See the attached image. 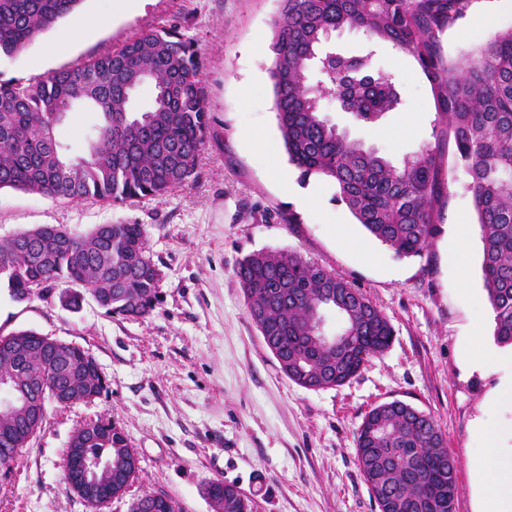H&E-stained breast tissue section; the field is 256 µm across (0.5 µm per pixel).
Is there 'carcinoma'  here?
<instances>
[{"label": "carcinoma", "instance_id": "cac0c4a2", "mask_svg": "<svg viewBox=\"0 0 512 512\" xmlns=\"http://www.w3.org/2000/svg\"><path fill=\"white\" fill-rule=\"evenodd\" d=\"M82 0H0V53L22 50ZM469 0H280L273 20L270 77L274 110L289 160L305 179L332 181L336 201L398 257L420 256L435 233V208L445 197L443 148L451 144L469 177L481 230L484 286L494 313V338L512 345V30L494 35L480 54L459 64L438 55V34L464 16ZM363 31L413 57L430 83L442 127L435 147L401 166L348 139L320 109L324 98L371 122L398 103L395 84L372 75V56L320 51L330 31ZM320 79L310 81V72ZM149 84L145 111L132 105V84ZM78 100L99 114L87 156L71 158L55 136L61 105ZM202 58L176 28L134 36L106 53L28 84L0 80V189L38 193L66 202L124 203L162 196L195 174L209 126ZM248 313L281 371L299 386L337 387L384 352L394 336L390 320L350 283L288 251H258L235 271ZM157 265L140 224L96 226L85 235L39 226L0 242V285L15 302L63 287L61 302L76 306L81 291L107 313L139 319L161 304ZM336 315L332 332L347 337L335 350L311 339L315 313ZM16 351L19 383L56 375L60 358L75 368L58 394L59 406L89 403L106 390L95 359L80 347L35 331L0 336ZM46 409L18 407L0 415V474L11 472L13 451L36 438ZM98 430L96 438L85 429ZM441 430L432 414L382 403L364 417L356 437L363 478L378 512H434L427 488L452 481ZM73 448H106L126 469L122 485L102 470L92 494L75 485L89 506L100 508L137 478L136 454L111 421L86 422L72 434ZM214 512H250L233 485L216 484ZM131 512H174L144 496Z\"/></svg>", "mask_w": 512, "mask_h": 512}]
</instances>
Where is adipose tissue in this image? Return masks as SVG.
<instances>
[{
    "label": "adipose tissue",
    "instance_id": "obj_1",
    "mask_svg": "<svg viewBox=\"0 0 512 512\" xmlns=\"http://www.w3.org/2000/svg\"><path fill=\"white\" fill-rule=\"evenodd\" d=\"M468 361L473 370L498 376L499 389L494 405L512 411V348L489 346L469 356ZM477 432L492 450L491 455L483 457L478 464L483 476L482 512H512V449L502 453L496 450L500 437L512 434V418H499L490 427L479 425Z\"/></svg>",
    "mask_w": 512,
    "mask_h": 512
}]
</instances>
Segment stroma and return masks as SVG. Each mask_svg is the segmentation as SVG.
<instances>
[{
    "label": "stroma",
    "instance_id": "stroma-1",
    "mask_svg": "<svg viewBox=\"0 0 512 512\" xmlns=\"http://www.w3.org/2000/svg\"><path fill=\"white\" fill-rule=\"evenodd\" d=\"M279 8V0H144L136 13L52 52L61 30L109 10L107 0H83L20 52L0 54V79L28 83L174 25L205 60L209 104L197 173L163 196L108 205L0 190V241L44 225L85 234L101 224H139L163 273L162 305L138 320L106 314L88 295L73 308L56 289L22 303L0 290V335L34 330L76 345L92 355L107 385L88 404L48 403L42 431L16 457L11 484L0 486V512H92L63 472L72 432L90 420L117 423L139 459L137 480L101 512H130L145 495L168 498L176 512H214L206 488L218 479L249 498L253 512H378L355 439L366 413L392 400L434 416L455 463V512H479L475 464L485 450L474 426L499 412L489 403L496 376L471 371L465 356L466 347L494 341L469 178L445 148L447 194L419 257H397L370 236L337 202L329 180L317 179L320 198L302 209L279 179L285 172L308 186L288 160L274 111ZM509 29L512 0H471L466 16L440 34L438 49L456 64ZM331 45L349 56L375 50L376 71L392 75L399 97L396 109L371 123L323 100L340 131L396 165L434 146L437 111L411 56L371 44L357 29L334 32ZM98 120L79 108L57 125L69 156L85 154ZM261 250L299 253L358 288L389 318L390 348L339 387L312 391L288 379L235 275L239 260Z\"/></svg>",
    "mask_w": 512,
    "mask_h": 512
}]
</instances>
